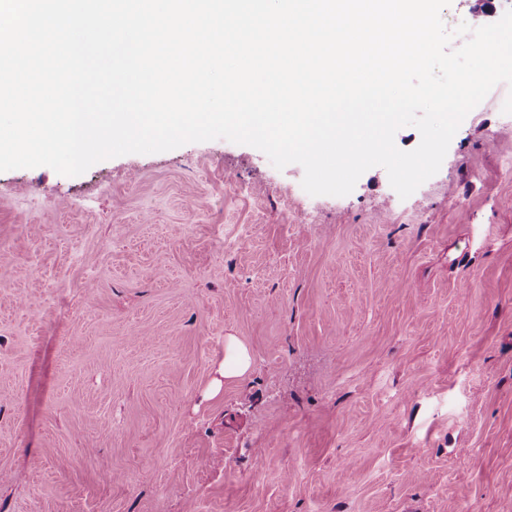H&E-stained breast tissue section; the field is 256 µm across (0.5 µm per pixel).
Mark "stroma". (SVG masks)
Returning <instances> with one entry per match:
<instances>
[{
  "label": "stroma",
  "instance_id": "35a3bbf8",
  "mask_svg": "<svg viewBox=\"0 0 512 512\" xmlns=\"http://www.w3.org/2000/svg\"><path fill=\"white\" fill-rule=\"evenodd\" d=\"M511 92L405 199L225 139L0 172V512H512ZM253 367V356L249 348L235 336H227L224 343V359L216 370L218 378H215L211 394L217 395L224 381H233L244 377Z\"/></svg>",
  "mask_w": 512,
  "mask_h": 512
}]
</instances>
